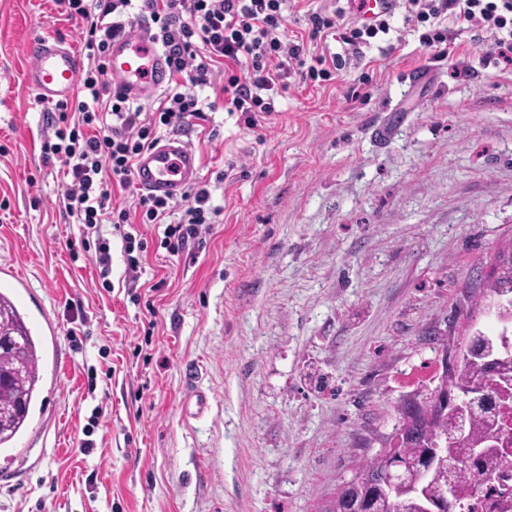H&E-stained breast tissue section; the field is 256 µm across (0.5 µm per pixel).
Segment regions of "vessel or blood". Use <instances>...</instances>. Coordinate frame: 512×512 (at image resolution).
Here are the masks:
<instances>
[{"mask_svg":"<svg viewBox=\"0 0 512 512\" xmlns=\"http://www.w3.org/2000/svg\"><path fill=\"white\" fill-rule=\"evenodd\" d=\"M29 53L27 85L47 102L70 98L82 68L81 56L65 43L45 38L36 41ZM108 67L135 99H150L169 82L164 55L152 36L140 28L113 39ZM200 176L198 152L189 142L173 136L137 157L133 180L143 192L177 200L198 183Z\"/></svg>","mask_w":512,"mask_h":512,"instance_id":"obj_1","label":"vessel or blood"}]
</instances>
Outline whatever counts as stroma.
Returning a JSON list of instances; mask_svg holds the SVG:
<instances>
[{
    "mask_svg": "<svg viewBox=\"0 0 512 512\" xmlns=\"http://www.w3.org/2000/svg\"><path fill=\"white\" fill-rule=\"evenodd\" d=\"M81 28L55 0H0V265L36 293L28 322L58 326L43 405L0 455V512H328L394 446L397 405L497 328L471 284L512 251V65L453 24L449 57L429 59L397 9L336 84L291 79L253 128L215 112L212 142L182 130L220 221L174 255L140 225L135 282L102 225L106 291L94 253L70 252L82 228L24 82L32 42L79 50ZM362 76L367 99L347 102ZM190 386L211 396L197 418Z\"/></svg>",
    "mask_w": 512,
    "mask_h": 512,
    "instance_id": "1",
    "label": "stroma"
}]
</instances>
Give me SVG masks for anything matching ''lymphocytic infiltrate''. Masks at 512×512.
Here are the masks:
<instances>
[{
    "label": "lymphocytic infiltrate",
    "mask_w": 512,
    "mask_h": 512,
    "mask_svg": "<svg viewBox=\"0 0 512 512\" xmlns=\"http://www.w3.org/2000/svg\"><path fill=\"white\" fill-rule=\"evenodd\" d=\"M288 0H57L67 18L81 19L88 63L70 99L47 109L49 130L41 145L44 163L58 164L65 179L67 215L87 233L100 225L119 232L125 273L137 278L147 248L139 227L163 225L161 245L182 251L205 224L217 223L220 207L207 185L191 188L183 202L134 195L130 204L115 196L130 190L137 156L174 132L217 109L241 113L255 126L257 114H272L274 95L288 77L326 87L335 83L351 58L363 55L370 39L388 33L387 17L358 24L345 8L304 14L300 37L289 38ZM405 21L419 30V42L435 58L448 56L450 18L475 35L489 34L496 59L512 56V0H404ZM151 33L170 69V82L150 103L129 98L111 79L107 56L113 38L133 27ZM342 44L324 53L327 40ZM211 89L213 101L199 98Z\"/></svg>",
    "instance_id": "1"
}]
</instances>
